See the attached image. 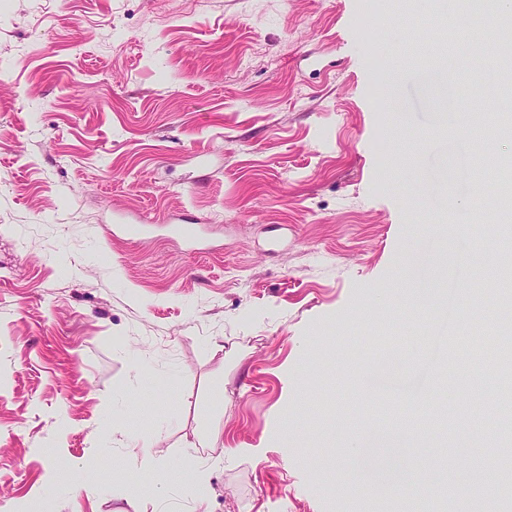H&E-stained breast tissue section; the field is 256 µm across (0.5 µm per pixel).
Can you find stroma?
I'll use <instances>...</instances> for the list:
<instances>
[{
  "label": "stroma",
  "instance_id": "35a3bbf8",
  "mask_svg": "<svg viewBox=\"0 0 512 512\" xmlns=\"http://www.w3.org/2000/svg\"><path fill=\"white\" fill-rule=\"evenodd\" d=\"M423 2L0 0V512H413L423 454L489 473L417 437L490 210L436 133L470 113L399 66Z\"/></svg>",
  "mask_w": 512,
  "mask_h": 512
}]
</instances>
